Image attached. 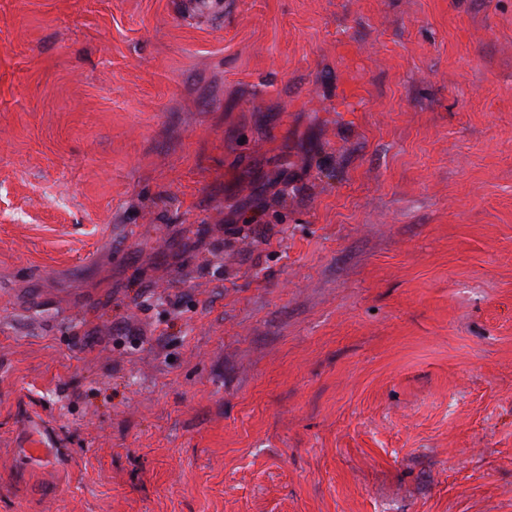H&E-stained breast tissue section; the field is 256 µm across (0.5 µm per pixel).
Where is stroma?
<instances>
[{
	"mask_svg": "<svg viewBox=\"0 0 512 512\" xmlns=\"http://www.w3.org/2000/svg\"><path fill=\"white\" fill-rule=\"evenodd\" d=\"M0 512H512V0H0Z\"/></svg>",
	"mask_w": 512,
	"mask_h": 512,
	"instance_id": "1",
	"label": "stroma"
}]
</instances>
